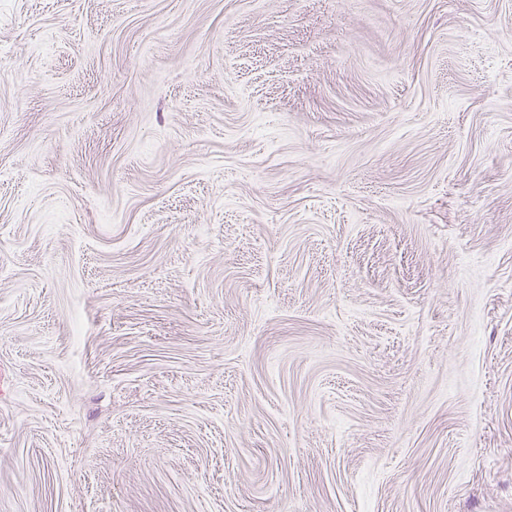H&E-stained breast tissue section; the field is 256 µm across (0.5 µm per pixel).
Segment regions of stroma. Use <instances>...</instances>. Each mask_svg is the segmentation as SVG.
Returning a JSON list of instances; mask_svg holds the SVG:
<instances>
[{
	"mask_svg": "<svg viewBox=\"0 0 512 512\" xmlns=\"http://www.w3.org/2000/svg\"><path fill=\"white\" fill-rule=\"evenodd\" d=\"M0 512H512V0H0Z\"/></svg>",
	"mask_w": 512,
	"mask_h": 512,
	"instance_id": "stroma-1",
	"label": "stroma"
}]
</instances>
